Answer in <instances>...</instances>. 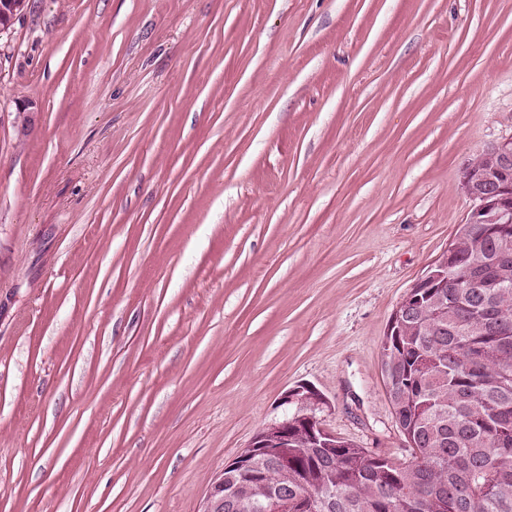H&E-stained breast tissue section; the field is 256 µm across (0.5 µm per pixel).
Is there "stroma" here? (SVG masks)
Returning a JSON list of instances; mask_svg holds the SVG:
<instances>
[{"label": "stroma", "mask_w": 512, "mask_h": 512, "mask_svg": "<svg viewBox=\"0 0 512 512\" xmlns=\"http://www.w3.org/2000/svg\"><path fill=\"white\" fill-rule=\"evenodd\" d=\"M509 137L512 0H25L0 512H201L301 383L329 432L408 459L382 340Z\"/></svg>", "instance_id": "obj_1"}]
</instances>
